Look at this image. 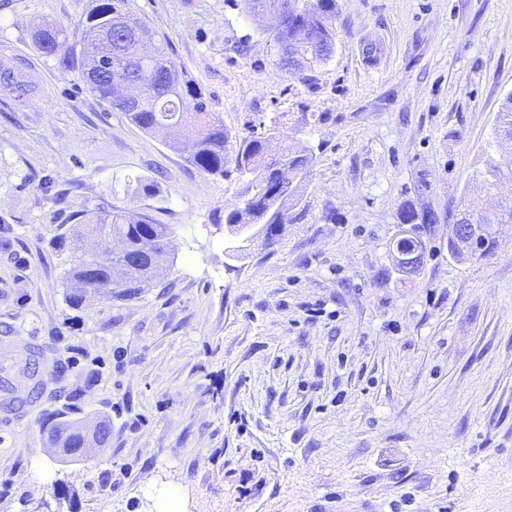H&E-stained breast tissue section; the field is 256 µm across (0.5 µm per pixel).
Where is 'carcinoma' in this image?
Listing matches in <instances>:
<instances>
[{
	"instance_id": "cac0c4a2",
	"label": "carcinoma",
	"mask_w": 512,
	"mask_h": 512,
	"mask_svg": "<svg viewBox=\"0 0 512 512\" xmlns=\"http://www.w3.org/2000/svg\"><path fill=\"white\" fill-rule=\"evenodd\" d=\"M298 12L280 18L274 29V41L279 48V64L295 68L304 76L325 64L329 47L336 45V0H293ZM99 31L112 35V44L124 51L126 67L120 77L101 72L99 62L89 63L92 51L86 37ZM150 29L127 10V0H91V5L80 16L77 24L68 26L39 22L33 26L31 37L43 57L54 62L63 71L81 74L87 91L111 109L122 113L133 125L144 132L162 136L177 144L190 137L193 150L187 163L199 172L222 178L229 164L247 177L245 193L248 201L224 214L227 232L238 239L241 228L248 230L247 243L261 242L266 247L276 245L283 226L295 219L294 212L303 207L305 182L315 163L313 153L296 149L286 143L273 148L267 139L271 130L277 138H284L280 123L276 122L261 132L235 140L224 121L212 112L209 100L201 87L184 72L178 70L162 46L152 45V53L143 54L138 47V34ZM19 65L11 58L0 59V95L20 105L34 97L36 87L18 76ZM141 85L144 104L137 110L125 111L113 101L114 87L121 83ZM499 147L512 146V95L501 104L497 115ZM288 161V177L276 170L281 161ZM503 180L512 181V168L504 169L493 160L479 174L478 182L484 188L496 186ZM134 193L152 196L158 186L139 176L128 180ZM476 224H512V200L488 213L473 204L466 207ZM72 224L60 225L51 238L52 246L60 253H68L61 286L66 299L75 307L89 298L100 295L109 299L128 300L153 287L166 255L165 247L173 228L132 220L126 212H96L87 210L70 216ZM149 232L153 248L145 249L142 234ZM119 239L123 250L108 263L100 260L98 252L87 246ZM496 239H475L470 252L462 253L450 244L451 254L460 261H472L493 254ZM398 252H420V241L405 232L396 240ZM23 375L33 382L26 399L20 405L31 404L41 394L38 376V355L33 352L26 359ZM102 433L91 435L77 422L59 420L49 428V441L69 457H91L90 448L100 439L110 437L111 425L102 421Z\"/></svg>"
}]
</instances>
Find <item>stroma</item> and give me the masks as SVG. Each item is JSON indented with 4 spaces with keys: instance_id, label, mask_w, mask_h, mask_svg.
Masks as SVG:
<instances>
[{
    "instance_id": "35a3bbf8",
    "label": "stroma",
    "mask_w": 512,
    "mask_h": 512,
    "mask_svg": "<svg viewBox=\"0 0 512 512\" xmlns=\"http://www.w3.org/2000/svg\"><path fill=\"white\" fill-rule=\"evenodd\" d=\"M89 3L0 0V58L38 87L0 97V336L54 369L0 425V512H157L173 482L187 512H512V225L486 260L448 249L486 160L512 165L495 139L512 0H337L335 52L306 80L246 0H128L231 133L277 119L316 156L305 211L238 260L224 214L243 178L192 169L34 48V21ZM131 174L159 194L126 191ZM406 206L435 216L412 227L411 274ZM73 208L172 225L162 283L69 305L50 239ZM61 417L110 421L94 460L52 454Z\"/></svg>"
}]
</instances>
